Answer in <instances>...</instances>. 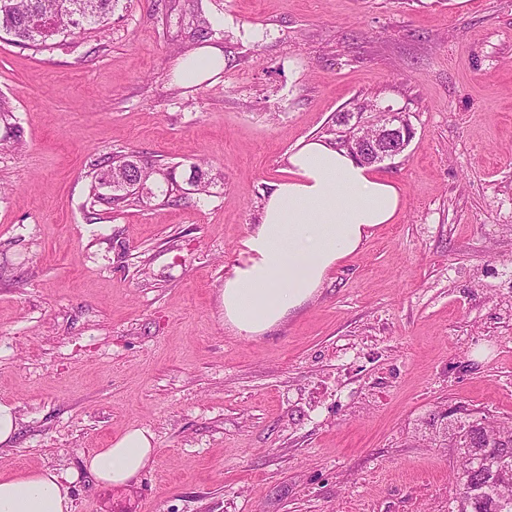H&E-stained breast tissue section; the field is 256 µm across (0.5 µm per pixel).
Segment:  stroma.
<instances>
[{
  "mask_svg": "<svg viewBox=\"0 0 512 512\" xmlns=\"http://www.w3.org/2000/svg\"><path fill=\"white\" fill-rule=\"evenodd\" d=\"M226 64L187 85L192 12ZM0 472L55 468L74 512H455L422 423L512 418V0H118L44 47L0 39ZM406 113L402 207L280 325L245 339L219 291L301 140L363 100ZM134 152L209 191L91 207ZM129 484L83 467L129 427ZM18 416L11 404L0 403V447L13 445L18 427ZM154 444V435L147 429L128 428L111 447L86 456L85 469L103 485H125L150 466L156 453Z\"/></svg>",
  "mask_w": 512,
  "mask_h": 512,
  "instance_id": "1",
  "label": "stroma"
}]
</instances>
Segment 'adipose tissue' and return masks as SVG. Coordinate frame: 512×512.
Listing matches in <instances>:
<instances>
[{"label": "adipose tissue", "instance_id": "adipose-tissue-1", "mask_svg": "<svg viewBox=\"0 0 512 512\" xmlns=\"http://www.w3.org/2000/svg\"><path fill=\"white\" fill-rule=\"evenodd\" d=\"M288 161L287 179L268 194L262 220L243 240L220 290L224 321L244 338L263 335L309 302L401 207L392 181L331 142H300ZM155 453L153 434L133 427L84 464L99 483L122 486ZM70 482L49 468L0 472V512H74Z\"/></svg>", "mask_w": 512, "mask_h": 512}]
</instances>
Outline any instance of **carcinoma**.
Instances as JSON below:
<instances>
[{
    "label": "carcinoma",
    "mask_w": 512,
    "mask_h": 512,
    "mask_svg": "<svg viewBox=\"0 0 512 512\" xmlns=\"http://www.w3.org/2000/svg\"><path fill=\"white\" fill-rule=\"evenodd\" d=\"M81 2L82 0H0V33L10 36L18 45L36 43L58 34L73 37L105 23L112 15L117 0H92L93 5L89 12L77 8ZM212 32L211 22L200 16L189 23L186 40L195 44L212 35ZM374 109L375 104L364 102L359 105L355 114H336L328 133H337L341 139L355 133L356 125L351 120ZM11 118L12 112L0 104V121L7 124L6 135L0 137V147L3 149H16L22 142L21 129L9 122ZM155 169V165L143 162L134 153L106 157L95 163L89 192L91 205H104L112 210L138 200L139 195L129 188L113 189L111 178L115 176L148 181ZM448 430L464 433L473 448L489 449L478 468L470 471L465 467L456 473L458 486L466 482L471 485L487 482L491 470L502 462L501 451L512 449V423L494 420L478 410L462 405L448 412ZM506 492L509 495L508 502L498 504L493 511L474 502L467 505L460 501L457 504L458 512H512V487L506 488Z\"/></svg>",
    "instance_id": "carcinoma-1"
}]
</instances>
